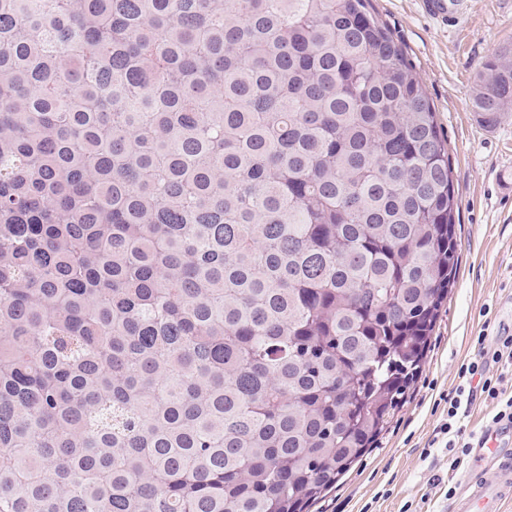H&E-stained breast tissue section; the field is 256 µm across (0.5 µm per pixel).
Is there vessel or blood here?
I'll list each match as a JSON object with an SVG mask.
<instances>
[{
  "label": "vessel or blood",
  "instance_id": "1",
  "mask_svg": "<svg viewBox=\"0 0 512 512\" xmlns=\"http://www.w3.org/2000/svg\"><path fill=\"white\" fill-rule=\"evenodd\" d=\"M478 450L497 470L495 481L471 480L456 512H501V504L512 494V454L501 451L496 432L482 435Z\"/></svg>",
  "mask_w": 512,
  "mask_h": 512
}]
</instances>
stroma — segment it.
<instances>
[{"label": "stroma", "mask_w": 512, "mask_h": 512, "mask_svg": "<svg viewBox=\"0 0 512 512\" xmlns=\"http://www.w3.org/2000/svg\"><path fill=\"white\" fill-rule=\"evenodd\" d=\"M407 51L448 141L458 200V265L420 371L374 448L310 512H454L473 455L448 465L434 443L458 370L485 332L512 334V111L486 124L472 99L481 63L512 45V0H462L450 15L425 0H373Z\"/></svg>", "instance_id": "35a3bbf8"}]
</instances>
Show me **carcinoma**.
<instances>
[{
  "label": "carcinoma",
  "instance_id": "carcinoma-1",
  "mask_svg": "<svg viewBox=\"0 0 512 512\" xmlns=\"http://www.w3.org/2000/svg\"><path fill=\"white\" fill-rule=\"evenodd\" d=\"M457 211L371 0H0V512H308L420 369Z\"/></svg>",
  "mask_w": 512,
  "mask_h": 512
}]
</instances>
